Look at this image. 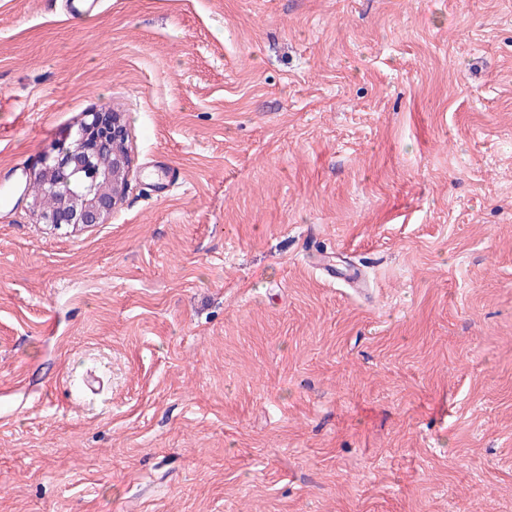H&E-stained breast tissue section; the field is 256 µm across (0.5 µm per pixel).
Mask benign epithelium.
Instances as JSON below:
<instances>
[{"label":"benign epithelium","instance_id":"benign-epithelium-1","mask_svg":"<svg viewBox=\"0 0 512 512\" xmlns=\"http://www.w3.org/2000/svg\"><path fill=\"white\" fill-rule=\"evenodd\" d=\"M83 126L97 130L107 165L93 164L80 143L61 141L34 173L41 187L33 196L42 224L90 227L102 224L122 201L130 173L128 131L116 112H91Z\"/></svg>","mask_w":512,"mask_h":512}]
</instances>
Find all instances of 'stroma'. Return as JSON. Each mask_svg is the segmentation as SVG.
<instances>
[{
	"label": "stroma",
	"instance_id": "1",
	"mask_svg": "<svg viewBox=\"0 0 512 512\" xmlns=\"http://www.w3.org/2000/svg\"><path fill=\"white\" fill-rule=\"evenodd\" d=\"M0 512H512V0H0ZM86 117L82 126L96 128V142L107 157V165L103 169L94 165L80 143H68L67 137L44 155L41 167L34 172V184L44 193H53L54 201L52 206H47L42 192L36 190L33 206L42 224L57 228L102 224L123 199L130 173L127 128L117 112H91ZM94 145L92 136L83 141L92 161L99 164L105 157L92 150ZM63 182L67 189L55 193V186Z\"/></svg>",
	"mask_w": 512,
	"mask_h": 512
}]
</instances>
